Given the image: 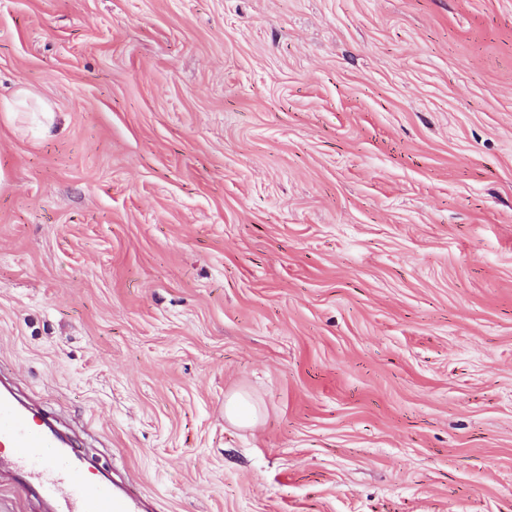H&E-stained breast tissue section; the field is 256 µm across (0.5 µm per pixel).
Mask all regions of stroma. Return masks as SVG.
<instances>
[{"instance_id":"stroma-1","label":"stroma","mask_w":512,"mask_h":512,"mask_svg":"<svg viewBox=\"0 0 512 512\" xmlns=\"http://www.w3.org/2000/svg\"><path fill=\"white\" fill-rule=\"evenodd\" d=\"M0 172V370L149 512H512V0H0ZM227 418L241 426H253L258 420L256 411L246 405L240 397H232L225 404Z\"/></svg>"}]
</instances>
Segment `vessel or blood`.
Returning a JSON list of instances; mask_svg holds the SVG:
<instances>
[{"label": "vessel or blood", "mask_w": 512, "mask_h": 512, "mask_svg": "<svg viewBox=\"0 0 512 512\" xmlns=\"http://www.w3.org/2000/svg\"><path fill=\"white\" fill-rule=\"evenodd\" d=\"M0 447L18 480L52 512H145L131 490L90 479L81 466L80 441L63 435L48 414H32L11 394L0 392Z\"/></svg>", "instance_id": "b4317fda"}]
</instances>
